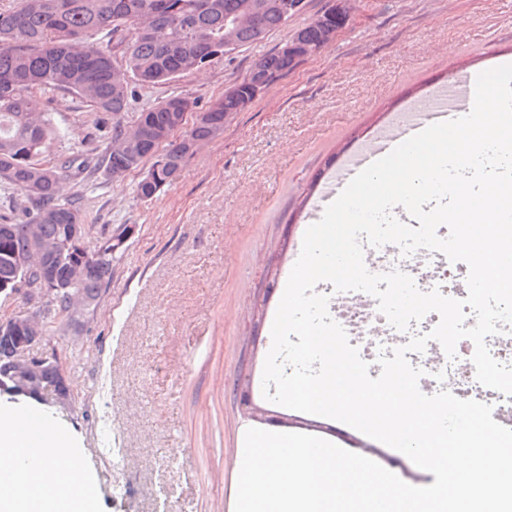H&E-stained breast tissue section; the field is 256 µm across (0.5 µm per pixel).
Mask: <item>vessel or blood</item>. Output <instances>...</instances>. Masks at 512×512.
Instances as JSON below:
<instances>
[{
  "label": "vessel or blood",
  "instance_id": "1",
  "mask_svg": "<svg viewBox=\"0 0 512 512\" xmlns=\"http://www.w3.org/2000/svg\"><path fill=\"white\" fill-rule=\"evenodd\" d=\"M475 83L474 77L467 75L459 77L452 91L436 92L426 108L412 107L402 117L396 118L371 145L360 150L349 160L336 178L324 184L313 207L314 212H322L354 176L374 161L387 155L406 139L431 124L455 119L469 112L474 98Z\"/></svg>",
  "mask_w": 512,
  "mask_h": 512
}]
</instances>
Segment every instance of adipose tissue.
<instances>
[{"mask_svg": "<svg viewBox=\"0 0 512 512\" xmlns=\"http://www.w3.org/2000/svg\"><path fill=\"white\" fill-rule=\"evenodd\" d=\"M21 416L0 415V512H95L88 478L75 449L62 443L52 421L37 429L38 444H29L19 432ZM42 454L39 466H22V454Z\"/></svg>", "mask_w": 512, "mask_h": 512, "instance_id": "obj_1", "label": "adipose tissue"}]
</instances>
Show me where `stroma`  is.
Wrapping results in <instances>:
<instances>
[{
    "instance_id": "35a3bbf8",
    "label": "stroma",
    "mask_w": 512,
    "mask_h": 512,
    "mask_svg": "<svg viewBox=\"0 0 512 512\" xmlns=\"http://www.w3.org/2000/svg\"><path fill=\"white\" fill-rule=\"evenodd\" d=\"M306 9L261 43L176 81L142 89L131 105L171 92L199 108L240 81L333 0ZM512 58V0H350L336 38L269 85L223 135L186 157L180 176L153 199L137 197L141 171L113 180L99 159L64 173L60 200L79 195L91 231L124 234L122 254L99 303L78 324L47 323L38 352H55L73 388L67 408L0 397V408H42L61 439L82 449L97 512H156L154 495L174 489L168 512H234L239 450L255 422L243 396L304 433L373 457L414 486L433 474L401 452L334 419L288 409L262 393L265 357L283 284L302 249L301 203L416 96L471 70ZM43 103L69 135L46 160L86 149L96 110L82 97L47 91ZM125 438L120 469L97 449Z\"/></svg>"
}]
</instances>
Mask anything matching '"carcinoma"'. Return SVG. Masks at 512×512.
<instances>
[{
  "label": "carcinoma",
  "instance_id": "1",
  "mask_svg": "<svg viewBox=\"0 0 512 512\" xmlns=\"http://www.w3.org/2000/svg\"><path fill=\"white\" fill-rule=\"evenodd\" d=\"M244 15L247 21L233 28L237 49L263 41L290 19L284 0H9L0 6V181L33 205L27 219L0 233V284L20 280L37 240H46L56 249L42 256V268L62 277L83 262L75 288L95 306L123 243L120 233L82 261L80 250L67 241V225L84 223L83 210L77 200L59 201L56 186L62 173L81 169L88 158L78 154L58 166L29 159L32 153H47L53 142L68 134L44 110L41 92L64 89L85 98L97 111L112 114V139L102 156L105 170L110 174L137 169L155 157L150 140L173 127L176 113L187 111L189 101L182 93L166 96L140 111L146 123L143 131H130L124 125L129 89L119 70L143 86L173 82L199 69L214 54L212 48L224 46L225 28ZM346 15L341 0L261 56L248 75L234 83L238 97L250 98L255 81L270 85L301 64L291 45H309L315 52L325 47V32L344 27ZM239 111L232 99L216 100L196 125L167 143L166 153L137 183V196H154L170 184L189 153L186 142L198 146L222 135L228 116ZM116 143L126 148L115 151ZM15 343L12 337L0 338V377L12 369ZM39 382L64 390L57 364L46 368Z\"/></svg>",
  "mask_w": 512,
  "mask_h": 512
}]
</instances>
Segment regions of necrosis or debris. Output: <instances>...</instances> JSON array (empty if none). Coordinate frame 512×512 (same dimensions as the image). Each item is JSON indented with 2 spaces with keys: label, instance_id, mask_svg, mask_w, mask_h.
Masks as SVG:
<instances>
[{
  "label": "necrosis or debris",
  "instance_id": "4bbe7bcc",
  "mask_svg": "<svg viewBox=\"0 0 512 512\" xmlns=\"http://www.w3.org/2000/svg\"><path fill=\"white\" fill-rule=\"evenodd\" d=\"M363 253L367 260V269L374 273L388 272L394 269L410 275L416 286L423 291L439 289L444 295L463 299L466 289L461 288L459 278L463 272L460 265L437 257L435 252L421 249L405 256L400 250L390 246L374 247L364 245ZM324 294L336 297L333 318L345 330L351 345L356 346L361 357L370 365V376H378L381 368L377 363L380 349H394L405 345L411 336L420 335L433 329L438 321V314H428L420 322L412 323L409 331L401 332L393 328L387 319L379 313L374 297L363 292L334 293L330 283L320 285ZM435 343H428L422 353H409L408 359L413 366L423 369L419 381L421 390L436 393L442 390L452 392L455 396L475 399L491 404L493 415L497 418L512 416V396L486 388L475 378L472 356L475 350L470 339H461L456 346L455 359H448L446 354L430 358V351H435Z\"/></svg>",
  "mask_w": 512,
  "mask_h": 512
}]
</instances>
